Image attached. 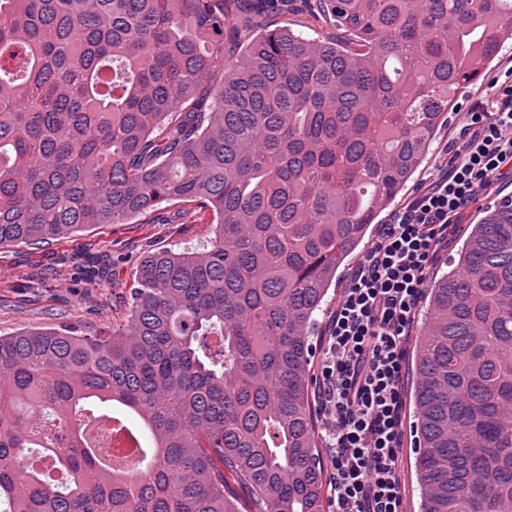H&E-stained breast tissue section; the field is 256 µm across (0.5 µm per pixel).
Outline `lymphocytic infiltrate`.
<instances>
[{
  "instance_id": "1",
  "label": "lymphocytic infiltrate",
  "mask_w": 512,
  "mask_h": 512,
  "mask_svg": "<svg viewBox=\"0 0 512 512\" xmlns=\"http://www.w3.org/2000/svg\"><path fill=\"white\" fill-rule=\"evenodd\" d=\"M446 154L425 190L382 225L327 325L315 381L332 512H405L409 338L436 255L494 179L512 173V79H490Z\"/></svg>"
}]
</instances>
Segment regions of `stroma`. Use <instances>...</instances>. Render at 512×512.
Wrapping results in <instances>:
<instances>
[{"label": "stroma", "instance_id": "35a3bbf8", "mask_svg": "<svg viewBox=\"0 0 512 512\" xmlns=\"http://www.w3.org/2000/svg\"><path fill=\"white\" fill-rule=\"evenodd\" d=\"M457 123V116H450L398 204H405L438 174L440 150L455 137ZM160 214V224H99L39 245L0 248V335L75 326L108 336L121 328L140 257L158 250H196L214 235L210 212L182 217L172 206Z\"/></svg>", "mask_w": 512, "mask_h": 512}]
</instances>
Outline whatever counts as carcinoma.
Here are the masks:
<instances>
[{"label":"carcinoma","mask_w":512,"mask_h":512,"mask_svg":"<svg viewBox=\"0 0 512 512\" xmlns=\"http://www.w3.org/2000/svg\"><path fill=\"white\" fill-rule=\"evenodd\" d=\"M0 0V247L165 205L124 328L0 336V512H326L312 338L337 271L512 39V0ZM433 273L411 365L420 512H512V196ZM143 457L122 466L114 433ZM249 493L244 506L233 487ZM288 19V22L292 23L291 27L295 32H303L304 35L309 37H318L327 34H333V30L328 26H322L321 24L315 23L312 19L306 14L301 12H282L279 11L272 12L266 14L263 19H261L262 24H264L269 29H273L277 26H282L283 21ZM260 19H252L249 15H244L239 19L238 28L235 34H224V44L229 50H236L238 43H243L245 40L252 37L256 32L255 21Z\"/></svg>","instance_id":"1"}]
</instances>
